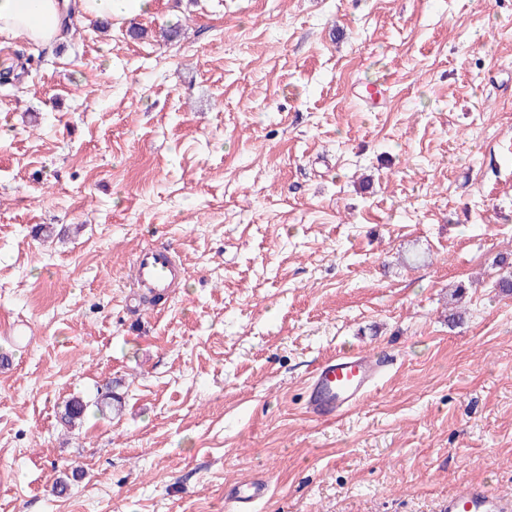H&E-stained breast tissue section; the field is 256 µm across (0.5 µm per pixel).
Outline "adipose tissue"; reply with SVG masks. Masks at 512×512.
I'll list each match as a JSON object with an SVG mask.
<instances>
[{
  "instance_id": "adipose-tissue-1",
  "label": "adipose tissue",
  "mask_w": 512,
  "mask_h": 512,
  "mask_svg": "<svg viewBox=\"0 0 512 512\" xmlns=\"http://www.w3.org/2000/svg\"><path fill=\"white\" fill-rule=\"evenodd\" d=\"M60 0H0V37L53 45L61 32Z\"/></svg>"
}]
</instances>
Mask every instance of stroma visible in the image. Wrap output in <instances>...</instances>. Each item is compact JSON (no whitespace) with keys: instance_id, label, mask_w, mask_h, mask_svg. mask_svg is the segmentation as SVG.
<instances>
[{"instance_id":"35a3bbf8","label":"stroma","mask_w":512,"mask_h":512,"mask_svg":"<svg viewBox=\"0 0 512 512\" xmlns=\"http://www.w3.org/2000/svg\"><path fill=\"white\" fill-rule=\"evenodd\" d=\"M4 71L0 512L512 494V0H151L0 41ZM161 244L185 276L148 304ZM346 351L384 378L310 420ZM133 288L142 295L166 294L181 271L173 258V249L167 246L146 248L133 262ZM383 373V362L362 351L325 359L307 386V416L329 420L347 413L376 389ZM88 407V403L82 398L72 397L64 403L59 418L64 425L75 426L77 422L84 419ZM269 492L266 480L250 481L235 486L231 500L235 512H248L253 505L262 501Z\"/></svg>"}]
</instances>
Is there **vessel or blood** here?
I'll list each match as a JSON object with an SVG mask.
<instances>
[{
	"instance_id": "vessel-or-blood-1",
	"label": "vessel or blood",
	"mask_w": 512,
	"mask_h": 512,
	"mask_svg": "<svg viewBox=\"0 0 512 512\" xmlns=\"http://www.w3.org/2000/svg\"><path fill=\"white\" fill-rule=\"evenodd\" d=\"M133 269V286L144 295L166 294L180 272L173 250L167 246L140 251ZM383 373V362L361 351L325 359L307 386V416L313 420H329L347 413L376 389ZM268 492L269 485L264 480L235 486L231 494L235 512H250ZM443 512H512V503L488 494L482 487L467 485L449 496Z\"/></svg>"
}]
</instances>
